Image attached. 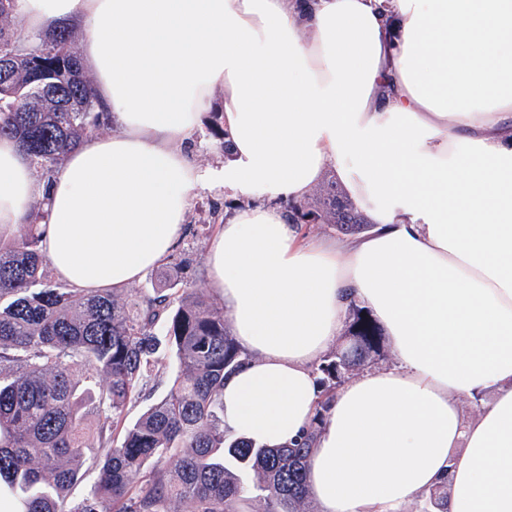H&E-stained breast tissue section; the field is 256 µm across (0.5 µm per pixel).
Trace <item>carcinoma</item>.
I'll return each instance as SVG.
<instances>
[{
	"label": "carcinoma",
	"mask_w": 512,
	"mask_h": 512,
	"mask_svg": "<svg viewBox=\"0 0 512 512\" xmlns=\"http://www.w3.org/2000/svg\"><path fill=\"white\" fill-rule=\"evenodd\" d=\"M16 0H0V137L16 139L47 179L84 138L107 125L92 81L59 26L24 35ZM297 224H332L345 235L370 222L333 180L313 199L288 204ZM42 210L17 239L0 238V497L13 512H242L244 478L255 512H312L305 464L336 389L380 351L368 311L349 309L355 345L317 365L320 388L310 430L280 448L224 434V376L246 360L224 306L193 277L201 255L167 256L152 291H78L57 279L40 249ZM176 364L167 393L132 424L126 410L153 372ZM79 498L70 490L87 471ZM448 512L447 492L425 497Z\"/></svg>",
	"instance_id": "obj_1"
}]
</instances>
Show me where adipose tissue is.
I'll use <instances>...</instances> for the list:
<instances>
[{
    "instance_id": "1",
    "label": "adipose tissue",
    "mask_w": 512,
    "mask_h": 512,
    "mask_svg": "<svg viewBox=\"0 0 512 512\" xmlns=\"http://www.w3.org/2000/svg\"><path fill=\"white\" fill-rule=\"evenodd\" d=\"M16 18L81 24L119 130L46 181L1 138L0 234L42 199L54 275L120 292L169 255L196 188L249 199L205 258L249 355L226 435L308 431L311 365L358 302L396 364L337 391L307 466L320 512H402L443 484L450 512H512V0H18ZM218 90L231 158L204 169L181 145ZM329 167L374 227L307 243L279 203Z\"/></svg>"
}]
</instances>
